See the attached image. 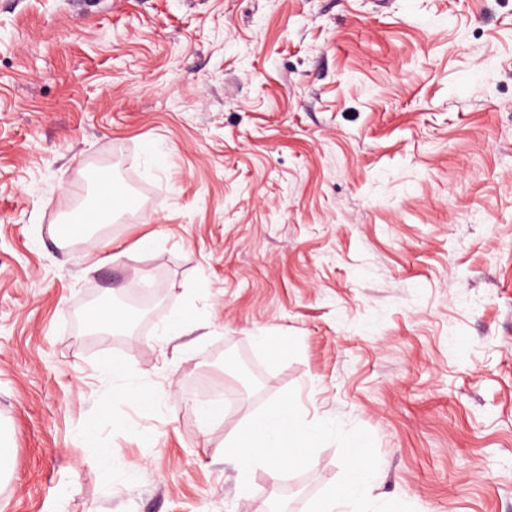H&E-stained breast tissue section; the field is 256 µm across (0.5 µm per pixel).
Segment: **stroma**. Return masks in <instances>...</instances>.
<instances>
[{
	"label": "stroma",
	"instance_id": "1",
	"mask_svg": "<svg viewBox=\"0 0 512 512\" xmlns=\"http://www.w3.org/2000/svg\"><path fill=\"white\" fill-rule=\"evenodd\" d=\"M89 160L135 196L64 245ZM139 283L83 340L86 292ZM291 388L373 435L372 500L512 512V0H0V512H306L336 444L275 480L223 455ZM103 375L112 377V380H124L125 370L120 362L105 361L101 365ZM140 388L133 382L123 381L113 387V397L116 401H124L127 398L139 395Z\"/></svg>",
	"mask_w": 512,
	"mask_h": 512
}]
</instances>
